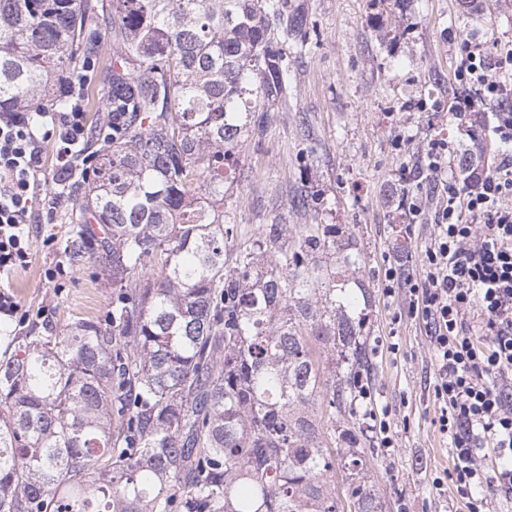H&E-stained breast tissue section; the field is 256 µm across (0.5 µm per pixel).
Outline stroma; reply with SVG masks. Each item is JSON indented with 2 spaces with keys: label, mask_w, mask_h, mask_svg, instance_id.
Wrapping results in <instances>:
<instances>
[{
  "label": "stroma",
  "mask_w": 512,
  "mask_h": 512,
  "mask_svg": "<svg viewBox=\"0 0 512 512\" xmlns=\"http://www.w3.org/2000/svg\"><path fill=\"white\" fill-rule=\"evenodd\" d=\"M288 9L307 19L303 42L284 48L288 100L267 131L242 143L224 185V221L246 238L275 223L292 231L301 224L351 229L363 258L359 277L370 293L352 310L366 316L373 350L368 378L378 404L391 412L397 442L388 451L368 435V481L383 512H463L450 492L432 485L434 473L449 465L448 445L433 424L432 344L423 323L407 317L404 295L385 296L380 279L388 254L419 256L433 232V198H424L411 238L402 237L397 210L404 175L422 167L428 143L447 137L455 150L451 177L464 160L481 166L496 154L495 143L469 137L448 106L460 42H512V0H288ZM434 102L442 112L431 111ZM301 190L323 197L325 208L295 211L292 199ZM75 209V200H66L55 223L30 225L29 262L9 278L34 324L60 333L112 307V287L97 264L67 251ZM51 234L57 241L50 245ZM58 264L68 271L59 288L44 278Z\"/></svg>",
  "instance_id": "stroma-1"
}]
</instances>
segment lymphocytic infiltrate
Masks as SVG:
<instances>
[{
	"label": "lymphocytic infiltrate",
	"instance_id": "lymphocytic-infiltrate-1",
	"mask_svg": "<svg viewBox=\"0 0 512 512\" xmlns=\"http://www.w3.org/2000/svg\"><path fill=\"white\" fill-rule=\"evenodd\" d=\"M89 80L86 68L62 76L70 107L44 113L42 123L26 112L0 116V281L28 262L27 226L56 219L64 197L38 202L45 180L61 187L87 177L95 157L89 141L111 143L117 130L108 119L89 132L82 96ZM456 81L452 114L466 127L480 104L512 101V48L462 41ZM480 128L499 145L488 169L468 166L445 179L448 142L430 143L427 178L439 193L433 237L419 256L417 275L405 273L403 258L390 255L382 281L385 295L407 290L409 314L429 331L436 425L450 439L452 458L434 484L449 486L467 512H486L484 489L512 493V206L505 203L512 197V112L496 113ZM47 141L55 145L49 172L42 160Z\"/></svg>",
	"mask_w": 512,
	"mask_h": 512
}]
</instances>
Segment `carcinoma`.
I'll return each mask as SVG.
<instances>
[{
	"label": "carcinoma",
	"mask_w": 512,
	"mask_h": 512,
	"mask_svg": "<svg viewBox=\"0 0 512 512\" xmlns=\"http://www.w3.org/2000/svg\"><path fill=\"white\" fill-rule=\"evenodd\" d=\"M305 27L284 0H0V114L66 111L60 76L93 60L122 127L69 241L112 314L0 355V512H382L350 426L372 355L355 236L224 223Z\"/></svg>",
	"instance_id": "carcinoma-1"
}]
</instances>
